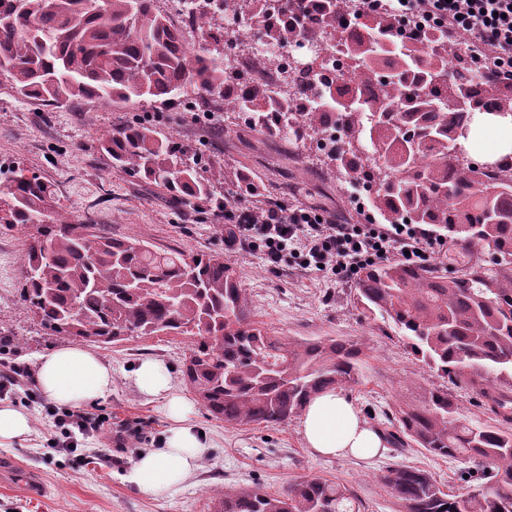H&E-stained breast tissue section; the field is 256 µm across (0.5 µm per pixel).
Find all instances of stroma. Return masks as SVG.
Returning <instances> with one entry per match:
<instances>
[{
    "mask_svg": "<svg viewBox=\"0 0 512 512\" xmlns=\"http://www.w3.org/2000/svg\"><path fill=\"white\" fill-rule=\"evenodd\" d=\"M202 109L196 100L168 106L82 101L49 107L17 96L0 75V165L17 164L36 173L52 187L61 207L110 236L193 253L222 252L250 296L253 320L273 334L333 336L361 347L363 381L347 393L370 424L383 432L395 433L388 412L399 401L417 398L423 385H447L464 422L487 420L474 394L458 382L444 381L411 355L390 323L362 314L353 303L352 288L328 287L319 275L291 263L271 269L253 250L225 249L219 221L207 201L173 198L163 187L113 166L99 149L100 138L112 130L148 123L161 133H176L207 165L247 167L269 197L321 207L343 223H379L370 197L354 198L348 179L326 176L325 156L316 144L264 137L248 130L233 112L216 113L205 128L192 119ZM28 241L23 229L0 224V337L12 339L13 361L31 365L37 355L64 341L42 329L19 299L20 256ZM186 347L182 336L93 345V352L112 367V392L91 405V412L110 417L116 425L130 420L143 427L141 438L128 439L121 448L104 432L80 441L79 456L56 455L51 440L57 431L44 419L41 405L20 394L9 397L8 405L30 414L32 432L25 441L0 446V463L13 462L9 480H0V512H211V488L257 486L273 494L307 475L352 489L362 502L361 512H396L393 498L379 482L382 469L392 463L425 470L445 487L466 491L460 479L466 468L462 461L415 446L401 451L389 447L367 460L320 457L306 448L297 419L275 427L229 426L198 405L193 421L212 443L202 466L164 496L138 492L125 476L141 452L160 446L169 421L164 402L139 394L129 373L142 360L162 361L175 391L189 395L181 380ZM106 452L112 453L113 463L102 461Z\"/></svg>",
    "mask_w": 512,
    "mask_h": 512,
    "instance_id": "35a3bbf8",
    "label": "stroma"
}]
</instances>
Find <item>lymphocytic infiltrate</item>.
Returning <instances> with one entry per match:
<instances>
[{"label": "lymphocytic infiltrate", "instance_id": "obj_1", "mask_svg": "<svg viewBox=\"0 0 512 512\" xmlns=\"http://www.w3.org/2000/svg\"><path fill=\"white\" fill-rule=\"evenodd\" d=\"M359 13L386 11L405 23L481 39L497 63V76L512 79V0H359ZM218 216L224 246L261 250L270 267L289 261L306 272H321L332 287L357 281L369 266L398 258L427 266L432 257L455 258L447 239L420 224H340L315 206H289L258 195L225 194ZM60 436L55 452L72 454L79 438L99 435L105 422L80 407L44 405Z\"/></svg>", "mask_w": 512, "mask_h": 512}]
</instances>
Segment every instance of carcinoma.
I'll use <instances>...</instances> for the list:
<instances>
[{
	"label": "carcinoma",
	"instance_id": "cac0c4a2",
	"mask_svg": "<svg viewBox=\"0 0 512 512\" xmlns=\"http://www.w3.org/2000/svg\"><path fill=\"white\" fill-rule=\"evenodd\" d=\"M190 21L211 36L221 11L239 35L258 29L279 50L336 37L352 75L343 85H274L276 55L239 69L214 48L188 49L155 0H0V73L20 97L46 105L101 100L166 104L189 93L237 112L266 136L305 144L341 126L326 173L377 185L373 205L387 224H426L499 260L450 271L401 262L365 269L355 296L362 313L391 323L410 352L463 384L490 421L463 423L448 388H425L395 409L400 446L415 445L481 470L475 488L453 494L426 471L398 463L380 481L399 512H512V159L478 171L448 154L478 112L512 113V81L485 80L453 63L448 34L396 37L385 12L346 30L347 0H190ZM112 164L185 199L221 204L215 186L260 191L241 169L203 176L176 138L145 124L101 141ZM0 224L33 228L22 256L19 296L59 338L115 344L184 336L182 379L209 414L229 425L282 424L327 388L360 379L361 348L331 336L284 341L251 319V301L220 253L187 255L74 224L51 186L14 166L0 177ZM213 512H359L348 487L318 476L278 494L220 490Z\"/></svg>",
	"mask_w": 512,
	"mask_h": 512
}]
</instances>
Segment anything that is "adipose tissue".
<instances>
[{"label":"adipose tissue","instance_id":"1","mask_svg":"<svg viewBox=\"0 0 512 512\" xmlns=\"http://www.w3.org/2000/svg\"><path fill=\"white\" fill-rule=\"evenodd\" d=\"M463 144L491 163L512 155V115L476 114ZM36 380L51 402L79 406L111 393L112 368L88 348L70 345L38 356ZM132 380L142 396L164 401L170 427L163 447L140 454L126 480L139 492L160 497L201 466L209 443L192 421V402L174 393L164 363L141 361ZM299 431L307 448L321 456L370 459L387 446L383 432L369 424L338 388L327 389L307 402L299 417Z\"/></svg>","mask_w":512,"mask_h":512}]
</instances>
